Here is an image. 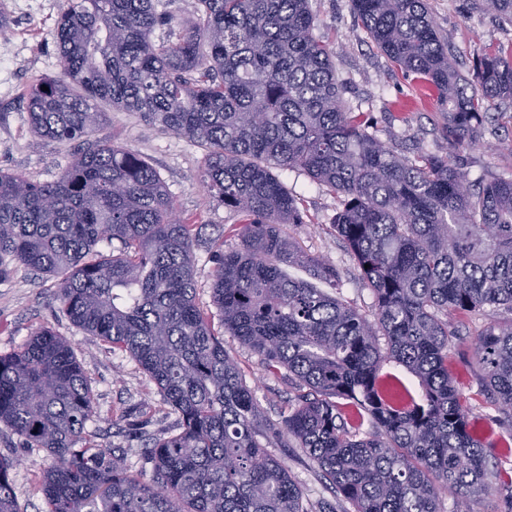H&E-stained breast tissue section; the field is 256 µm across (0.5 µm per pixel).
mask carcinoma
<instances>
[{
  "label": "carcinoma",
  "instance_id": "carcinoma-1",
  "mask_svg": "<svg viewBox=\"0 0 512 512\" xmlns=\"http://www.w3.org/2000/svg\"><path fill=\"white\" fill-rule=\"evenodd\" d=\"M474 5L512 23V0ZM351 7L387 59L436 94L451 148L476 143L484 102L512 100V49L463 74L428 0ZM195 13L176 29L155 0H64L59 75L25 101L35 143L76 152L51 182L0 170V282L19 267L55 277L72 323L129 354L177 417L145 448L144 483L127 449L97 441L93 392L67 339L41 329L0 355V425L51 459L45 512H308L260 441L258 403L224 337L196 305L190 226L140 154L95 138L102 102L206 150L205 194L244 217L242 247L213 256L224 332L306 389L284 433L353 512H444L447 493H483L485 439L450 372L448 317L512 312V178L475 190L448 157L409 159L381 142L345 107L308 0H195ZM275 168L336 194L333 227L373 292V319L286 273L338 277L286 236L304 212ZM472 356L512 426V319L484 327ZM389 360L419 394H392ZM14 467L0 458V512H19Z\"/></svg>",
  "mask_w": 512,
  "mask_h": 512
}]
</instances>
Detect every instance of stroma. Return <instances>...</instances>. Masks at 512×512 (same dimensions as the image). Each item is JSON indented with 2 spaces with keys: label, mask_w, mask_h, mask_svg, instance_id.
<instances>
[{
  "label": "stroma",
  "mask_w": 512,
  "mask_h": 512,
  "mask_svg": "<svg viewBox=\"0 0 512 512\" xmlns=\"http://www.w3.org/2000/svg\"><path fill=\"white\" fill-rule=\"evenodd\" d=\"M12 22L0 34V169L17 172L34 182L55 180L66 166L72 145L46 141L34 144L23 94L29 84L60 70L55 24L63 0H5ZM431 14L447 40L462 72H469L485 53L512 46V25L493 15L476 11L472 0H428ZM316 16V36L334 52L336 77L345 105L365 112L377 137L402 155L428 152L452 155L473 183L487 184L499 177H512V101L486 103L485 122L475 146L449 153L440 132L446 118L434 94L413 77L396 69L371 43L351 10L350 0H308ZM101 138L138 152L158 172L179 217L189 224L196 239V304L214 313L211 284L213 255L217 250L240 249L237 230L241 215L207 198L200 184L206 152L185 138L162 131L130 112L109 111L99 131ZM280 180L300 198L306 214L303 224L289 233L305 252L336 266L337 283H322V291L336 296L360 312L370 313L371 289L360 278L355 262L332 222L338 200L326 187L314 183L304 172L284 170ZM56 280L21 268L0 283V355L19 348L40 329L49 328L69 340L88 378L97 407L100 440L129 449L127 463L143 480H151V468L143 467L141 452L149 439L169 431L176 423L169 414L156 383L128 355L112 350L99 338L77 328L62 313L56 299ZM512 317L504 308H486L476 315L454 320L458 330L450 352L456 385L468 398L470 419L477 428L493 430L487 446L488 469L496 471L500 448L512 439V429L499 424L498 413L482 385L481 373L472 360L471 344L477 332L493 320ZM224 348L238 363L247 385L270 427L267 447L284 462L300 486L310 512L320 501L335 504L337 512L350 505L336 495L317 464L294 440L280 434L283 416L300 392L287 373L266 370L260 356L233 337ZM0 456L16 459L11 473L21 512H44L39 491L45 451L25 448L22 439L0 426Z\"/></svg>",
  "instance_id": "stroma-1"
}]
</instances>
